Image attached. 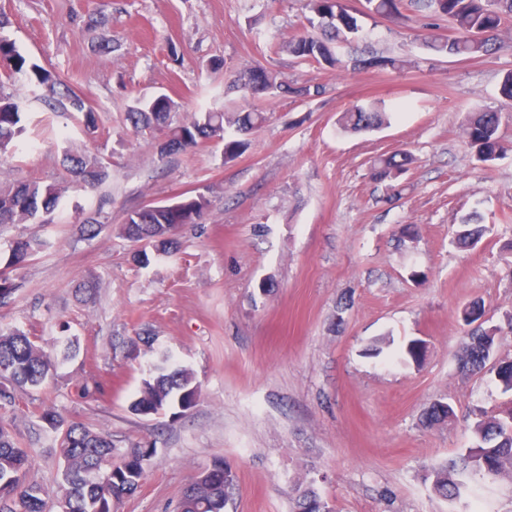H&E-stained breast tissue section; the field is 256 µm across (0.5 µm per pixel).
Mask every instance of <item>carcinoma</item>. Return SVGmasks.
<instances>
[{"label":"carcinoma","instance_id":"cac0c4a2","mask_svg":"<svg viewBox=\"0 0 512 512\" xmlns=\"http://www.w3.org/2000/svg\"><path fill=\"white\" fill-rule=\"evenodd\" d=\"M371 17L397 19L403 11L414 9L437 18H446L454 34L444 37L431 34L427 47L438 56L477 58L496 49L498 33L512 22V0H363ZM313 16L308 18L314 32L291 37L282 48L302 63L337 69L343 67L336 45L357 38L356 12L345 0H309ZM353 69L400 70L404 61L384 55L355 59ZM0 75L22 83L47 98H61L64 111L78 114L91 133L98 127V116L86 97L76 92L59 73L48 70L23 55L16 42L0 35ZM238 89L254 99L277 95L293 99L318 97L325 87L288 81L264 66L249 68L237 76L224 93ZM179 105L160 94L146 99L135 97L127 108L130 129L157 130L162 138L156 144L160 158L185 153L208 141L224 142V162L229 163L249 147L245 136L260 128L266 115L256 110L201 109L182 120H175ZM23 112L13 96L0 94V225L47 224L67 192L61 182H12L4 169L7 158L24 134ZM390 115L372 103L355 106L337 119L345 132H370L389 124ZM499 114L483 111L472 118L465 129L468 142L476 149L478 160L491 162L499 156L502 145L498 135ZM63 166L71 181L94 189L109 176L108 168L96 153L63 151ZM413 157L397 152L380 158L374 165L379 180H396L409 170ZM202 195L179 196L164 204H148L127 213L119 232L139 244L133 260L149 262L147 250L156 256H172L179 248L177 234L185 224H195L208 209ZM483 235L480 227L463 222L456 230V240L474 247ZM45 245L39 237L21 238L11 245L12 264L24 265ZM482 306L475 303L464 312V321L472 329L464 336L457 351V366L464 376L484 372L494 358L496 337L502 333L497 325L483 326ZM143 343L152 359L145 369L141 387L132 409L144 415L159 414L173 406L185 412L199 395L200 383L194 372L179 364L169 352L157 350L149 336L131 341ZM79 349L76 339L59 337L48 351L36 337L24 331L0 327V411L12 412L18 389L41 387L53 374L58 360H67ZM453 417L452 407L444 402L431 404L423 413L429 425L444 423ZM43 418L58 434L61 457L60 481L56 492L27 478L31 466L28 450L19 446L12 431L0 422V512H55L56 502L64 501V512H112L114 504L132 495L142 484L146 466L154 454L152 448H117L112 436L80 423H66L61 415L49 410ZM474 444L465 456L433 470L432 485L436 493L454 502L461 498L464 483L457 475L469 471L474 475L498 477L512 472V417L509 413L478 411L472 425ZM236 490L233 467L217 460L197 474L185 488L177 512H226ZM294 512H331L328 502L311 484L294 487Z\"/></svg>","mask_w":512,"mask_h":512}]
</instances>
